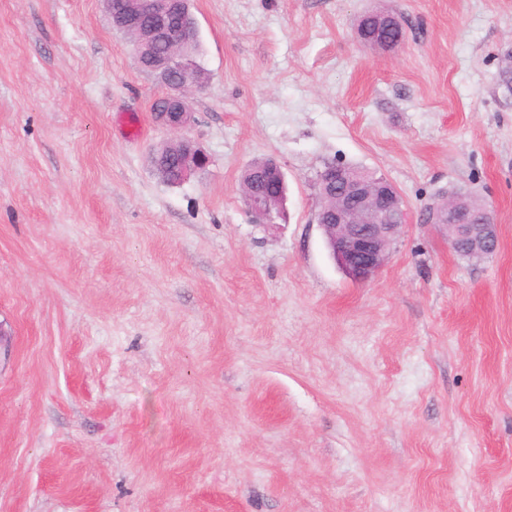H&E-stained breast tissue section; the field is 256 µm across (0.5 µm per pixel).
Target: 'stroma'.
I'll list each match as a JSON object with an SVG mask.
<instances>
[{
	"mask_svg": "<svg viewBox=\"0 0 512 512\" xmlns=\"http://www.w3.org/2000/svg\"><path fill=\"white\" fill-rule=\"evenodd\" d=\"M189 7L210 162L173 187L166 89L104 0H0V512H512V0ZM331 162L408 209L364 284L315 221ZM451 188L493 210V256L425 223ZM361 19L362 21L360 22ZM360 20L357 27V36L367 46H372L384 52H390L397 48L404 39L402 23L393 14L369 12L362 15ZM367 20H371L376 24L373 33L368 31L366 26ZM165 147V146H164ZM164 147L161 148L159 151H157L154 156L152 157V163L154 166V169L159 176V178L168 185H176L179 184L177 181V161H178V152H172V151H165ZM160 161L161 165L165 166L167 168V174H163L160 171H158L155 167V162ZM270 172L275 177L277 189L262 196L248 194V205L258 224H276L282 215L283 187L285 176L281 166L272 160Z\"/></svg>",
	"mask_w": 512,
	"mask_h": 512,
	"instance_id": "1",
	"label": "stroma"
}]
</instances>
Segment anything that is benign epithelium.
Listing matches in <instances>:
<instances>
[{"label": "benign epithelium", "mask_w": 512, "mask_h": 512, "mask_svg": "<svg viewBox=\"0 0 512 512\" xmlns=\"http://www.w3.org/2000/svg\"><path fill=\"white\" fill-rule=\"evenodd\" d=\"M114 19L122 29L140 31L134 59L168 87V94L158 102L156 121L174 133L181 132L191 120L189 99L206 87L185 62L186 33L196 27L188 0H123ZM161 33L166 43L159 51L156 46ZM357 36L367 46L390 52L403 41L404 30L396 16L369 12L358 23ZM177 142L187 146L180 155L184 176L208 165L209 157L190 139L182 136ZM270 172L277 189L262 196L248 195L249 209L259 224H274L282 215L285 176L275 161ZM318 185L333 198L331 207H321L316 213L333 256L350 279L370 281L388 262L392 245L407 221L403 200L386 178L348 165L327 164L318 175ZM463 197L461 192H448L435 204L429 220L448 225L449 243L455 252L481 260L498 249L497 224L486 206L468 208L462 204Z\"/></svg>", "instance_id": "1"}]
</instances>
